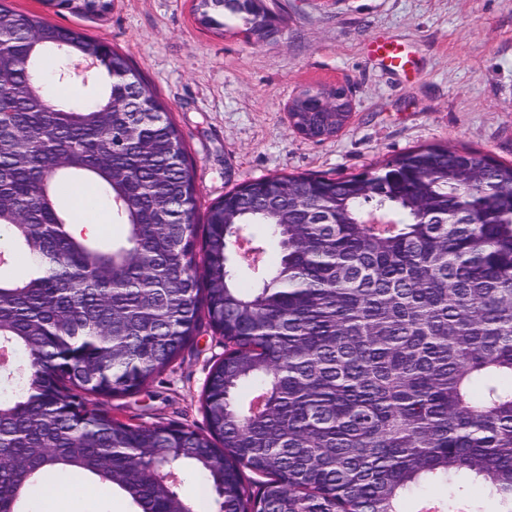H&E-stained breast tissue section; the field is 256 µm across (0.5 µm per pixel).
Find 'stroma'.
<instances>
[{
	"mask_svg": "<svg viewBox=\"0 0 512 512\" xmlns=\"http://www.w3.org/2000/svg\"><path fill=\"white\" fill-rule=\"evenodd\" d=\"M128 54L183 133L202 206L276 173L335 177L412 148L448 144L512 162V0H267L278 30L256 43L201 29L196 0H112L101 18L7 0ZM386 34L415 68L392 75L368 57ZM345 85L352 114L334 137L305 139L288 107L303 90ZM221 338L202 326L182 358L139 392L112 399L114 418L204 430L200 395ZM65 512H131L121 493L76 477Z\"/></svg>",
	"mask_w": 512,
	"mask_h": 512,
	"instance_id": "1",
	"label": "stroma"
}]
</instances>
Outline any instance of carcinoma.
I'll return each mask as SVG.
<instances>
[{"instance_id":"cac0c4a2","label":"carcinoma","mask_w":512,"mask_h":512,"mask_svg":"<svg viewBox=\"0 0 512 512\" xmlns=\"http://www.w3.org/2000/svg\"><path fill=\"white\" fill-rule=\"evenodd\" d=\"M196 20L255 42L276 27L254 0H198ZM0 33V227L6 263L27 260L25 276H0V512H31L49 471L134 512H192L176 487L186 467L217 512H472L476 489L512 512V163L431 144L348 176L247 182L207 211L200 271L194 167L131 59L6 0ZM87 53L86 76L74 61ZM47 71L102 93L52 104ZM343 94L303 90L292 127L334 136ZM67 188L107 201L125 236H75ZM204 323L224 338L207 431L112 417L108 401L161 375ZM246 470L263 477L255 496Z\"/></svg>"}]
</instances>
